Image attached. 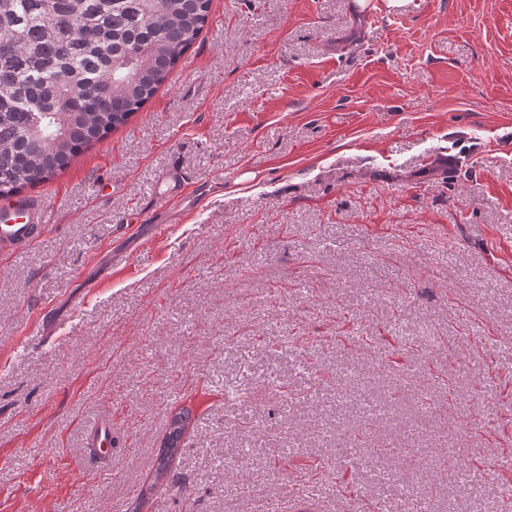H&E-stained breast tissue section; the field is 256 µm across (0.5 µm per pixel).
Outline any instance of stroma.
<instances>
[{
    "mask_svg": "<svg viewBox=\"0 0 512 512\" xmlns=\"http://www.w3.org/2000/svg\"><path fill=\"white\" fill-rule=\"evenodd\" d=\"M188 55L0 247V512H496L512 0H212ZM174 166L201 204L139 223ZM191 414L187 409L175 413L170 421L168 436L154 460L155 472L158 478L167 476L171 473L170 458L175 459L181 450L182 438L190 423Z\"/></svg>",
    "mask_w": 512,
    "mask_h": 512,
    "instance_id": "stroma-1",
    "label": "stroma"
}]
</instances>
